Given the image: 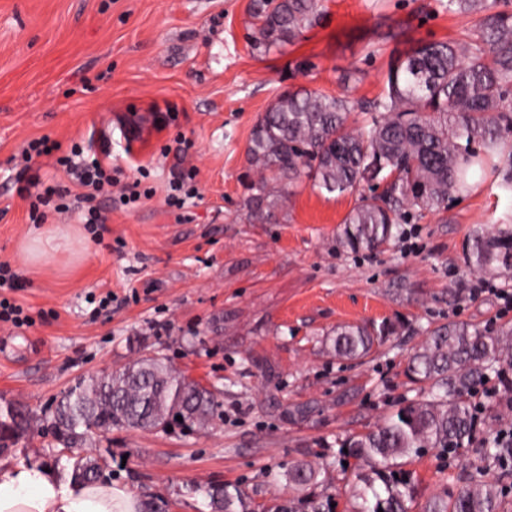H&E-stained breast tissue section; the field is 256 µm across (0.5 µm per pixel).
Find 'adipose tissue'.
Returning <instances> with one entry per match:
<instances>
[{
    "label": "adipose tissue",
    "instance_id": "1",
    "mask_svg": "<svg viewBox=\"0 0 512 512\" xmlns=\"http://www.w3.org/2000/svg\"><path fill=\"white\" fill-rule=\"evenodd\" d=\"M123 489L73 481L37 463L0 459V512H138Z\"/></svg>",
    "mask_w": 512,
    "mask_h": 512
}]
</instances>
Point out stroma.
Returning <instances> with one entry per match:
<instances>
[{
  "instance_id": "stroma-1",
  "label": "stroma",
  "mask_w": 512,
  "mask_h": 512,
  "mask_svg": "<svg viewBox=\"0 0 512 512\" xmlns=\"http://www.w3.org/2000/svg\"><path fill=\"white\" fill-rule=\"evenodd\" d=\"M441 2L324 0L319 24L264 51L253 46L250 0H0V263L20 269L32 229L18 173L65 178L54 157L24 160L32 140L108 151L154 191L104 208L80 249L42 242L24 288L7 294L33 323H0V409L40 416L77 378L160 353L223 389V417L203 434L113 429L97 449L113 487L168 512H210L190 486L233 485L264 503L286 495L288 466L315 460L324 466L317 494L334 512H356L340 442L416 398L405 367L422 328L512 324L501 298L512 273L478 295L465 287L471 234L505 209L481 183L390 244L353 253L337 234L355 195L305 181L273 217L255 220L246 151L281 93L372 100L391 60L424 40L464 38L472 18ZM189 168L197 197L167 205L170 181ZM385 322L393 334L363 361L325 347L337 327ZM299 404L313 413L291 418ZM57 450L51 430L34 426L4 456L50 466ZM408 469L421 505L470 473L467 461L444 466L430 448Z\"/></svg>"
}]
</instances>
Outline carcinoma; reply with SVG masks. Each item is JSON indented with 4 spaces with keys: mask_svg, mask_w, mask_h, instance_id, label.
<instances>
[{
    "mask_svg": "<svg viewBox=\"0 0 512 512\" xmlns=\"http://www.w3.org/2000/svg\"><path fill=\"white\" fill-rule=\"evenodd\" d=\"M443 8L476 16L471 33L421 43L392 61L385 91L374 100L355 104L304 88L278 96L247 148L250 165L264 174L251 186L255 214L274 208L303 176L328 194L356 192L338 242L358 252L392 241L416 216L447 211L475 178L491 179L512 200V0H447ZM249 12L254 47L266 50L294 43L323 15L322 0H250ZM466 260L479 275L511 271L512 225L473 234ZM392 332L390 324L342 326L329 353L364 357ZM423 333L406 369L420 396L341 444L362 485L357 512H411L416 483L396 477L394 468L426 448L457 458L483 416L512 406V326L486 331L450 323ZM220 395L186 380L159 353L80 377L43 415L63 446L55 465L75 481L104 482L105 466L93 452L100 436L114 428L164 431L178 416L205 430L223 416ZM28 420L21 410H7L0 450ZM507 460V437L485 435L467 484L429 501L427 512H509L512 486L487 476L491 465ZM319 475L307 461L292 465L284 474L288 496L259 506L224 484L206 483L197 492L212 512H326L328 504L308 492Z\"/></svg>",
    "mask_w": 512,
    "mask_h": 512,
    "instance_id": "1",
    "label": "carcinoma"
}]
</instances>
